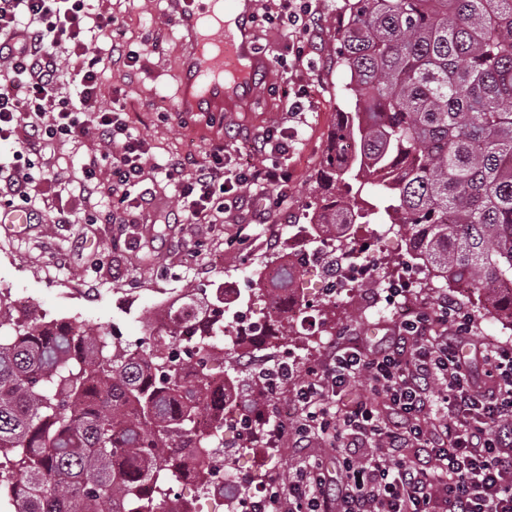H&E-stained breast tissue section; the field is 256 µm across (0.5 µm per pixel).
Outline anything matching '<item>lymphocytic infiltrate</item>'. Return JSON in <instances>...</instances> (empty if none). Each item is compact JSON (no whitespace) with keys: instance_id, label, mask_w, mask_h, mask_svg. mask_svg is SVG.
Masks as SVG:
<instances>
[{"instance_id":"obj_1","label":"lymphocytic infiltrate","mask_w":512,"mask_h":512,"mask_svg":"<svg viewBox=\"0 0 512 512\" xmlns=\"http://www.w3.org/2000/svg\"><path fill=\"white\" fill-rule=\"evenodd\" d=\"M314 0H277L267 21L285 24L296 57L316 30ZM116 19L93 12L90 0H0V141L17 146L7 185L28 199L33 183L25 153L66 142L95 141L81 166L85 197L119 196L139 208L130 189L146 173L164 176L184 224H220L243 189L284 184L279 166L228 170V146L203 160L154 158L118 113L98 105L100 73L89 58ZM76 94L64 92L65 80ZM472 320L448 297L402 322L398 336L375 350L338 348L308 368L294 386L291 422L297 442L319 436L338 450L336 470L319 461L277 485L275 512H512V347L488 346L490 385L469 374L461 341ZM365 379L368 394H352Z\"/></svg>"}]
</instances>
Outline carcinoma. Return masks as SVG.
<instances>
[{"mask_svg":"<svg viewBox=\"0 0 512 512\" xmlns=\"http://www.w3.org/2000/svg\"><path fill=\"white\" fill-rule=\"evenodd\" d=\"M337 63L345 108L310 221L336 238L354 213L407 230L445 285L466 282L484 308L512 320V0H344ZM352 142L357 150L345 154ZM390 174L391 187L376 183ZM341 185L345 194L334 193ZM257 279L272 302L288 293ZM0 296V512H188L171 496L182 478L210 492L224 437L196 428L224 420L234 382L215 379L223 349L264 336L207 314L192 288L168 329L136 343L73 319L6 316ZM197 336L173 347L182 323Z\"/></svg>","mask_w":512,"mask_h":512,"instance_id":"1","label":"carcinoma"}]
</instances>
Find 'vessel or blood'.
I'll return each instance as SVG.
<instances>
[{
  "mask_svg": "<svg viewBox=\"0 0 512 512\" xmlns=\"http://www.w3.org/2000/svg\"><path fill=\"white\" fill-rule=\"evenodd\" d=\"M168 16L185 34L175 74L178 112H231L258 92V76L273 78L271 60L258 51L257 0H168Z\"/></svg>",
  "mask_w": 512,
  "mask_h": 512,
  "instance_id": "1",
  "label": "vessel or blood"
}]
</instances>
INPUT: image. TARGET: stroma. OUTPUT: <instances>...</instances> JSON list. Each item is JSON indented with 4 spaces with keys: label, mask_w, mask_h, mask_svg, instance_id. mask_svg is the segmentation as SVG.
<instances>
[{
    "label": "stroma",
    "mask_w": 512,
    "mask_h": 512,
    "mask_svg": "<svg viewBox=\"0 0 512 512\" xmlns=\"http://www.w3.org/2000/svg\"><path fill=\"white\" fill-rule=\"evenodd\" d=\"M342 0H318L315 17L318 35L296 61L279 24L257 20L256 40L275 63L273 80H260L259 93L245 112L224 115L199 113L190 117L175 112V73L183 49L182 31L167 18L165 0H97V10L118 16L117 38L123 52L113 53L104 64L100 102L122 113L132 134L144 139L158 157L204 158L212 143L235 145L226 159L228 168H262L279 164L291 178L283 189H269L278 197L268 223L258 216L264 197L244 191L220 224H166L162 218L178 211L169 187L158 177L145 176L133 189L147 204L139 223H123V204L104 200L113 223L54 224L57 208L77 209L79 185L74 182L82 156L71 144L58 146L47 158H33L35 214L24 233L0 231V292L36 306L56 318H75L91 327L117 328L124 340L138 343L149 329L142 323L153 309L159 291L207 287L212 279H232L241 290L251 288V273L271 255V241L285 238L286 227L308 211L320 194L321 164L333 143L336 112L348 75L336 63L335 29ZM135 61H128V54ZM302 93L304 110L289 111L291 93ZM298 130L287 154L273 156L251 151L249 143L267 131ZM59 175L45 179L46 170ZM447 287L428 279L414 288L388 287L385 278L373 288L356 291L353 300L336 308H321L320 325L334 326V333L308 338L300 327L268 347L277 357L289 347L288 365L293 375H303L312 365L327 362L335 345L349 341L372 348L396 336L399 310L432 306ZM469 313L473 328L464 347L471 371L485 381L481 350L487 343L512 346V321L486 313L476 296L457 295ZM292 382L268 389L242 388L262 421L256 427L254 451L248 455L228 452L238 484L246 498L264 499L273 485L287 482L296 469L314 460L336 464V450L322 438L296 447L292 437L270 439L268 419L291 410Z\"/></svg>",
    "instance_id": "35a3bbf8"
}]
</instances>
